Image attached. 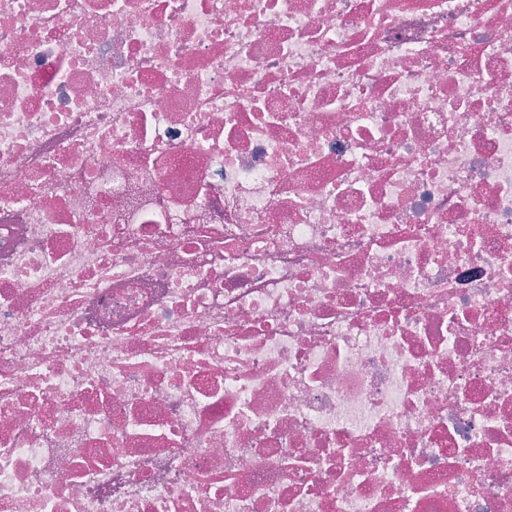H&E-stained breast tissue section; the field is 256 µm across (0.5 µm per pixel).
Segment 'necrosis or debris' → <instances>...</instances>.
<instances>
[{"label": "necrosis or debris", "instance_id": "obj_1", "mask_svg": "<svg viewBox=\"0 0 512 512\" xmlns=\"http://www.w3.org/2000/svg\"><path fill=\"white\" fill-rule=\"evenodd\" d=\"M0 512H512V0H0Z\"/></svg>", "mask_w": 512, "mask_h": 512}]
</instances>
